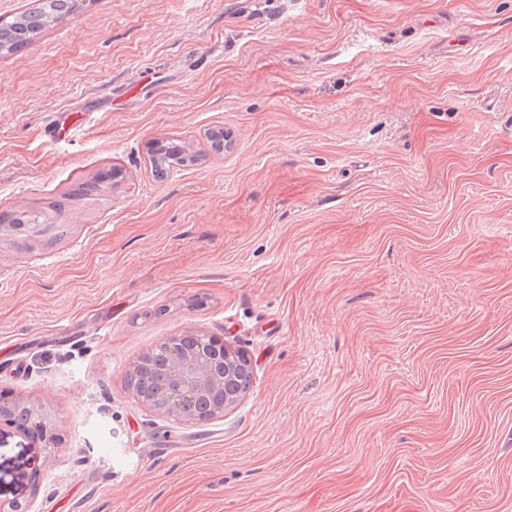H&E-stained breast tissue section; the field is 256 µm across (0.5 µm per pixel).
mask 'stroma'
<instances>
[{
    "mask_svg": "<svg viewBox=\"0 0 512 512\" xmlns=\"http://www.w3.org/2000/svg\"><path fill=\"white\" fill-rule=\"evenodd\" d=\"M157 140L201 159L157 179ZM31 210L0 391L60 440L0 420L1 500L512 512V0H82L0 55V217ZM197 332L253 384L165 417L126 376ZM24 410L28 423L19 428L37 440L49 442L53 440V420L43 404L34 399H17L6 394H0V419L12 420L16 412ZM14 419V418H13ZM31 423L29 426L28 424Z\"/></svg>",
    "mask_w": 512,
    "mask_h": 512,
    "instance_id": "35a3bbf8",
    "label": "stroma"
}]
</instances>
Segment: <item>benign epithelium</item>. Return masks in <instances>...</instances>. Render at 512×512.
<instances>
[{
	"instance_id": "1",
	"label": "benign epithelium",
	"mask_w": 512,
	"mask_h": 512,
	"mask_svg": "<svg viewBox=\"0 0 512 512\" xmlns=\"http://www.w3.org/2000/svg\"><path fill=\"white\" fill-rule=\"evenodd\" d=\"M179 341L178 336L164 340L167 363L152 408L174 419H196L201 412L211 419L224 413L238 400L235 368L242 354L208 336L197 337L187 348ZM20 410L28 416L21 430L44 442L53 440L54 423L40 401L0 394V419L10 420Z\"/></svg>"
}]
</instances>
